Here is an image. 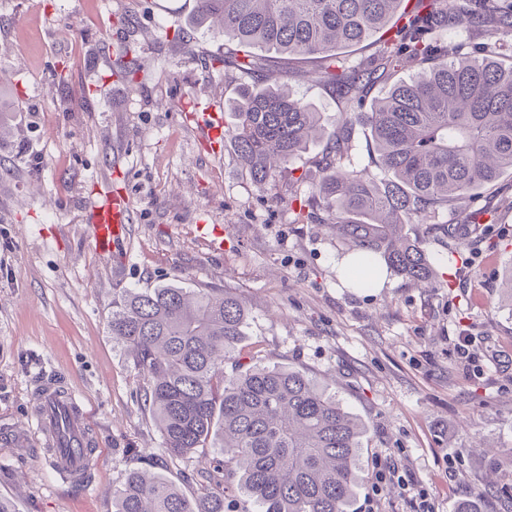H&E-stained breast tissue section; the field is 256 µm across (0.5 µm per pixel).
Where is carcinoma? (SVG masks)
I'll return each instance as SVG.
<instances>
[{"instance_id":"obj_1","label":"carcinoma","mask_w":512,"mask_h":512,"mask_svg":"<svg viewBox=\"0 0 512 512\" xmlns=\"http://www.w3.org/2000/svg\"><path fill=\"white\" fill-rule=\"evenodd\" d=\"M197 0L195 27L234 42L215 62L258 80L232 104L228 133L259 184L288 173L290 162L324 139L317 163L329 170L315 197L330 227L348 245L355 267L380 263L430 284L434 269L423 236L406 224H433L436 216L472 191L512 170V54L489 44L480 56L448 57V29L483 27L493 20L512 31V0ZM397 25L367 58L348 63L342 51ZM316 63L321 82L345 100L340 126L329 132L321 113L285 86L270 82V61L249 52ZM139 43L125 44L120 76L136 83ZM417 77H398L405 62ZM384 94L372 95L379 85ZM368 130L388 174L347 168L355 126ZM247 311L229 292L214 295L174 286L132 288L112 306L108 329L147 376L144 402L169 456L218 442L224 475L203 474L193 498L160 475L130 473L112 492L115 512H348L359 483L363 423L305 373L256 366L228 375Z\"/></svg>"}]
</instances>
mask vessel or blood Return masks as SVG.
I'll return each mask as SVG.
<instances>
[{
  "label": "vessel or blood",
  "instance_id": "obj_1",
  "mask_svg": "<svg viewBox=\"0 0 512 512\" xmlns=\"http://www.w3.org/2000/svg\"><path fill=\"white\" fill-rule=\"evenodd\" d=\"M132 205L120 194L104 192L90 203L87 221L96 246L105 253L124 249L130 235ZM34 411L25 426L5 432L0 439L15 448L40 444L45 465L65 480L81 483L90 475L83 450L90 444L89 411L71 387L53 374L33 384Z\"/></svg>",
  "mask_w": 512,
  "mask_h": 512
}]
</instances>
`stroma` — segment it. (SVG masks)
Instances as JSON below:
<instances>
[{
    "label": "stroma",
    "mask_w": 512,
    "mask_h": 512,
    "mask_svg": "<svg viewBox=\"0 0 512 512\" xmlns=\"http://www.w3.org/2000/svg\"><path fill=\"white\" fill-rule=\"evenodd\" d=\"M197 0H0V432L25 423L42 373L87 400L98 444L87 486L45 468L38 447L0 442V497L15 512H115L131 470L160 473L195 495L220 449L171 457L144 407L148 380L108 330L127 289L176 284L230 292L246 336L225 372L303 371L362 420L361 482L349 512H512V172L441 212L425 234L436 271L427 288L386 270L359 288L340 263L347 243L318 218L273 204L315 193L322 145L287 178L260 185L228 134L208 138L197 107L226 103L246 76L218 67L224 37L189 26ZM140 43L136 83L116 75L112 33ZM68 69L66 84L56 74ZM309 62L284 84L327 128L346 109ZM112 188L132 203L120 263L97 251L86 209ZM221 233L213 249L199 225ZM472 338L474 360L454 351Z\"/></svg>",
    "instance_id": "stroma-1"
}]
</instances>
